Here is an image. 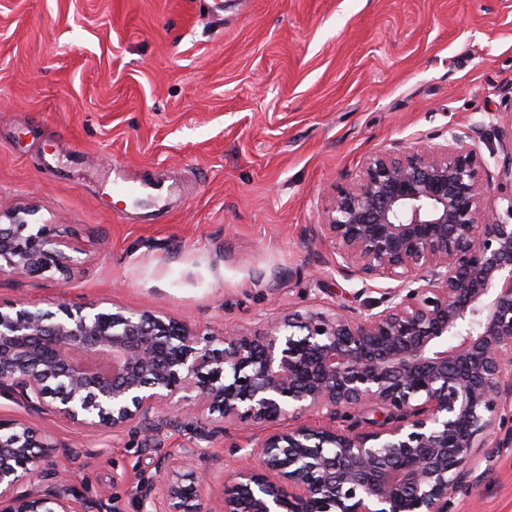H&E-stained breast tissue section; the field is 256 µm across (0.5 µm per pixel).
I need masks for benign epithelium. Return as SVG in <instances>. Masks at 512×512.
Masks as SVG:
<instances>
[{
  "mask_svg": "<svg viewBox=\"0 0 512 512\" xmlns=\"http://www.w3.org/2000/svg\"><path fill=\"white\" fill-rule=\"evenodd\" d=\"M492 194L506 207L485 208ZM9 219L0 273L73 271L55 225ZM318 228L341 272L398 285L362 310L292 309L219 337L144 309L0 311V397L147 437L178 399L204 436L251 447L247 466L218 477L193 448L160 455L139 498L163 512H451L512 447V152L492 172L476 137L452 131L374 154ZM51 447L68 454L0 419V512H101L73 479L51 478ZM216 481L221 494L206 495Z\"/></svg>",
  "mask_w": 512,
  "mask_h": 512,
  "instance_id": "obj_1",
  "label": "benign epithelium"
}]
</instances>
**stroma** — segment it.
<instances>
[{
	"label": "stroma",
	"mask_w": 512,
	"mask_h": 512,
	"mask_svg": "<svg viewBox=\"0 0 512 512\" xmlns=\"http://www.w3.org/2000/svg\"><path fill=\"white\" fill-rule=\"evenodd\" d=\"M511 120L512 0H0V215L57 225L78 262L0 274V310L149 309L220 336L374 303L390 280L345 277L318 234L328 194L477 124L496 168ZM117 165L164 181L166 207L114 195ZM0 418L66 445L49 465L120 512L160 453L244 462L176 412L149 441L1 397ZM452 510L512 512V448Z\"/></svg>",
	"instance_id": "obj_1"
}]
</instances>
